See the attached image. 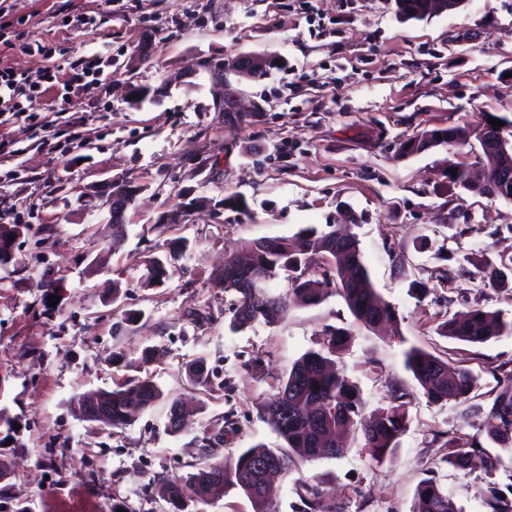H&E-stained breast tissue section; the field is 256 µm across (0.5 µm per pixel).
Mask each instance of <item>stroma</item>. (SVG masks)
Returning <instances> with one entry per match:
<instances>
[{
    "label": "stroma",
    "mask_w": 512,
    "mask_h": 512,
    "mask_svg": "<svg viewBox=\"0 0 512 512\" xmlns=\"http://www.w3.org/2000/svg\"><path fill=\"white\" fill-rule=\"evenodd\" d=\"M9 3L21 35L0 42V67L33 75L94 54L103 72L65 99L43 84L30 114L0 124V222L25 227L0 265V461L11 467L0 512H169L161 480L189 473L203 435L223 434L218 461L278 444L259 405L328 326L353 336L342 367L366 411L389 405L391 385L408 392V429L379 463L362 458L353 431L345 457L298 459L273 480L278 512H297L300 479L317 485L324 512H410L432 474L461 512H484L488 485L512 491V469L442 464L447 438L476 434L481 420L428 403L404 367L410 347L460 364L479 375L477 401L487 403L493 367L512 362V336L471 345L437 327L475 305L512 317V289L478 292L464 260L482 250L512 259V201L448 182L446 163L474 165L470 147L397 155L401 138L426 130L487 113L512 120V0L404 22L393 0ZM242 54L286 64L250 80L225 71L252 110L230 125L212 73L192 66ZM133 84L155 99L133 102ZM118 177L141 187L120 225L91 195ZM233 192L247 211L225 207ZM348 210L362 218L353 231L396 309V333L365 327L334 293L234 331L235 294L219 284L225 255L246 239L343 223ZM156 259L169 277L150 285ZM45 280L64 284L56 306ZM197 359L211 386L189 384ZM145 376L196 405L182 431L167 429V401L115 430L70 409L74 396Z\"/></svg>",
    "instance_id": "obj_1"
}]
</instances>
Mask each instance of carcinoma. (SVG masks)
<instances>
[{
	"label": "carcinoma",
	"mask_w": 512,
	"mask_h": 512,
	"mask_svg": "<svg viewBox=\"0 0 512 512\" xmlns=\"http://www.w3.org/2000/svg\"><path fill=\"white\" fill-rule=\"evenodd\" d=\"M396 14L404 19H423L433 14L430 0H394ZM468 130L459 126L428 130L400 143L401 155L418 154L437 145L456 148L461 145ZM448 182L488 200L512 199V186H501L493 181L482 187L469 184L466 171L447 173ZM336 225L323 229L308 227L292 237L278 239H249L242 242L248 254L244 264L230 259L224 264L221 285L236 295L231 327L243 331L258 321L274 324L281 317L289 297L307 305L322 301L328 286L341 296L356 320L372 328L377 318L384 315L396 318L395 307L373 287L356 238L341 242L334 237ZM321 253L328 257L327 268L311 273L307 255ZM464 261L477 270L478 288L499 290L512 285V263H498L487 254L480 257L464 256ZM288 271L290 288L274 295L267 288H253L260 280L270 283L280 272ZM442 335L471 344H483L493 338L512 335V319L501 311L482 307L472 308L460 317L452 314L439 325ZM351 334L342 328H326L320 348L302 355L288 375L279 380L276 392L260 406V417L282 443L274 448L257 443L242 449L237 455L216 463L208 462L224 444V435L205 436L201 447L202 459L207 464L185 477L165 480L167 503L172 512H200L198 505L207 503V497L216 485L237 488L251 501L254 512H277L276 505L266 500L261 491L263 473L257 464L263 463L286 475L296 470L294 452L301 448L307 458H340L345 453L343 433L360 426L363 439L362 453L379 462L396 448L407 431L406 398L403 389L392 387V404L374 410L365 418V402L357 385L338 365L343 350L351 342ZM404 365L431 404L468 402L479 390V376L470 369L444 360L419 348L404 352ZM496 387L486 406H476L484 415V432L493 444L489 448L480 434L466 439L455 436L446 440L448 454L441 463L463 469L470 459L479 456L491 468L512 466V368L505 362L492 371ZM110 397L109 418L104 427L115 429L128 425L129 404L151 407L166 399L163 389L151 378H134L103 391ZM300 512H320L317 488L303 481ZM487 512H512V499L495 486L481 492ZM411 512H461L435 477L418 484Z\"/></svg>",
	"instance_id": "cac0c4a2"
}]
</instances>
